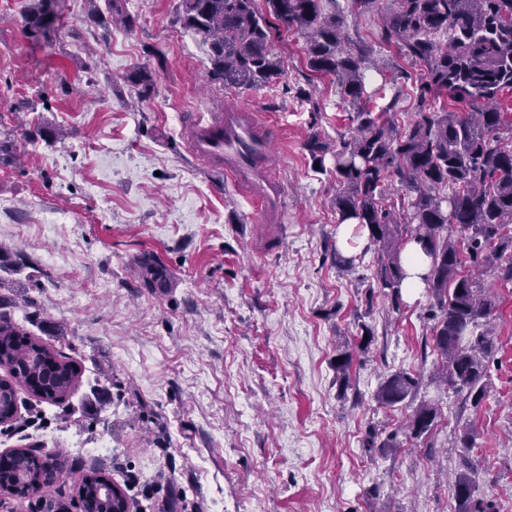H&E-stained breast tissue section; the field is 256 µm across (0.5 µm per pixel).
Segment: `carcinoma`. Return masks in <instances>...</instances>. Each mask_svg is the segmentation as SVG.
<instances>
[{
  "label": "carcinoma",
  "instance_id": "1",
  "mask_svg": "<svg viewBox=\"0 0 512 512\" xmlns=\"http://www.w3.org/2000/svg\"><path fill=\"white\" fill-rule=\"evenodd\" d=\"M52 0H32L25 27L38 33L52 16ZM183 26L202 35L210 48V77L226 88L251 89L283 75L273 49L276 22L305 39L306 66L317 75L336 77L340 97L353 107L360 134L333 153L332 172L338 223H354L375 246L376 288L399 306L405 278L402 253L414 241L429 261L423 276L435 319L432 339L441 380L479 406L490 388L484 359L498 349L491 319L499 297L476 278L498 266V278L512 284V146L497 131L504 124L499 96L512 91V0H390L382 11V40L421 72H409L406 95L418 106L415 118L400 127L395 102L379 112L370 107L365 72L371 49L346 44L345 20L336 0H180ZM446 38V43L437 37ZM448 104L435 106L437 93ZM469 108L460 112L456 105ZM316 164L327 146L319 135L306 143ZM403 196L387 194L392 180ZM408 214L410 223L398 220ZM143 285L167 287L165 269L149 257L140 262ZM336 379L347 389L352 352L337 349ZM0 420L10 423L22 388L53 404H62L77 386L81 371L66 356L0 312ZM421 376L403 370L385 377L375 394L391 408L412 407L406 424L413 439L428 436L439 404L417 400ZM64 455L54 451L40 461L18 456L26 493L70 512L72 504L49 491L64 469ZM98 477L77 491L82 509L97 493ZM475 473L456 474L455 512H494L473 496Z\"/></svg>",
  "mask_w": 512,
  "mask_h": 512
}]
</instances>
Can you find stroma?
<instances>
[{
	"label": "stroma",
	"mask_w": 512,
	"mask_h": 512,
	"mask_svg": "<svg viewBox=\"0 0 512 512\" xmlns=\"http://www.w3.org/2000/svg\"><path fill=\"white\" fill-rule=\"evenodd\" d=\"M30 0H0V298L27 331L82 369L68 402L18 394V422L0 425V453L62 451L55 485L74 496L85 476L118 484L134 512H451V478L476 473V497L512 512V285L484 284L501 303L498 348L479 406L430 384L431 298L399 306L369 292L373 245L337 266L339 190L305 144L356 133L331 76L311 74L302 38L274 34L283 75L252 89L210 78L209 46L179 19L180 0H54L47 36L24 28ZM350 41L366 42L368 89L402 59L380 39V14L342 0ZM152 72L141 97L132 76ZM242 106L285 130L272 167L286 194L282 222L256 223L223 173L186 148L189 113ZM150 253L164 292L142 285ZM373 327L340 388L336 349ZM398 370L426 379L441 405L428 437L406 434L410 411L375 393ZM394 438L366 452L369 432ZM476 441L460 446L462 432Z\"/></svg>",
	"instance_id": "obj_1"
}]
</instances>
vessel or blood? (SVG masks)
<instances>
[{"label": "vessel or blood", "mask_w": 512, "mask_h": 512, "mask_svg": "<svg viewBox=\"0 0 512 512\" xmlns=\"http://www.w3.org/2000/svg\"><path fill=\"white\" fill-rule=\"evenodd\" d=\"M277 134L258 113L228 107L198 114L190 125L188 152L205 168L224 171L241 195L254 205L256 222L281 217L282 184L270 174Z\"/></svg>", "instance_id": "obj_1"}]
</instances>
